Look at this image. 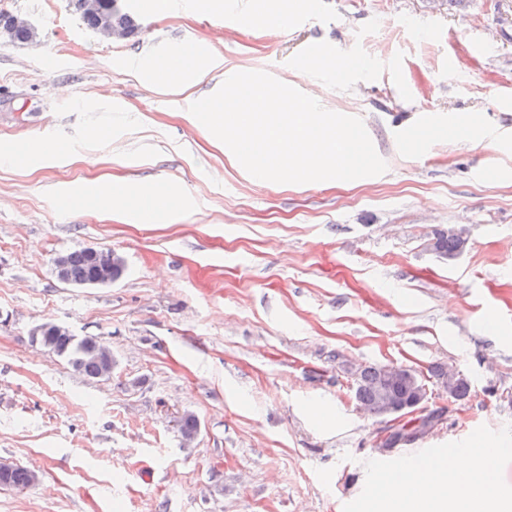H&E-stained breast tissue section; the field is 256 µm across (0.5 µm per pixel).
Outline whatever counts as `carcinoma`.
<instances>
[{
    "mask_svg": "<svg viewBox=\"0 0 512 512\" xmlns=\"http://www.w3.org/2000/svg\"><path fill=\"white\" fill-rule=\"evenodd\" d=\"M114 22L126 30L127 36L136 35L140 28L137 16L131 11L122 10L112 15ZM459 227L450 225L436 229L430 239V249L442 259L452 261L465 248L466 239L458 233ZM90 248L81 247L65 252L68 262V275L72 285L84 281L92 273L88 257ZM33 341L40 346L65 358L84 377L98 378L99 366L90 353L91 346L98 343L97 336L78 337L72 333H49L35 336ZM447 366H439L434 372L437 380L448 385V397L453 400L465 399L471 390L468 380L461 375L448 378ZM425 386L420 375L411 368L399 369L393 374L384 372L379 364L366 365L358 369L355 377L354 398L361 407L374 417L380 418L391 407L408 404L416 400ZM199 431V422L192 413H184L180 419L178 432L182 438H191Z\"/></svg>",
    "mask_w": 512,
    "mask_h": 512,
    "instance_id": "obj_1",
    "label": "carcinoma"
}]
</instances>
